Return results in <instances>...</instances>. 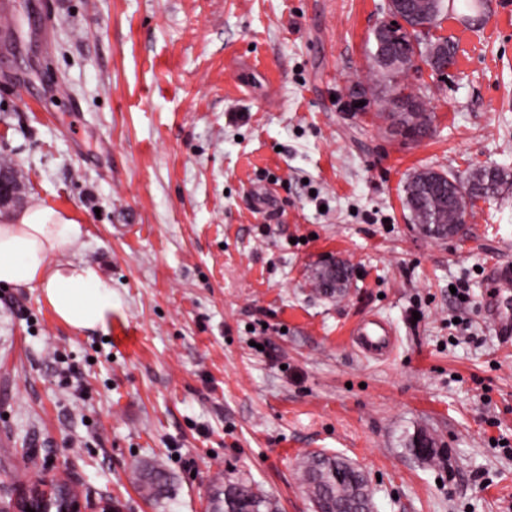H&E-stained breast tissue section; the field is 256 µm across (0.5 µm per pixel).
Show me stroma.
<instances>
[{
  "instance_id": "35a3bbf8",
  "label": "stroma",
  "mask_w": 512,
  "mask_h": 512,
  "mask_svg": "<svg viewBox=\"0 0 512 512\" xmlns=\"http://www.w3.org/2000/svg\"><path fill=\"white\" fill-rule=\"evenodd\" d=\"M383 0H9L0 10V221L42 204L84 224L64 254L112 281L106 330L0 293V471L71 476L119 512H208L247 476L312 512L299 461L367 475L374 512H512V334L483 305L512 264V196L433 241L402 197L421 168H512V0L455 70L424 73L436 132L391 138L343 101ZM343 261L344 298L312 289ZM469 291L467 300L455 289ZM384 320L393 346L351 330ZM431 433L447 457L410 449ZM162 464L164 497L136 472ZM390 334L391 331L385 325L377 322H366L357 326L355 343L365 353L381 354L390 345Z\"/></svg>"
}]
</instances>
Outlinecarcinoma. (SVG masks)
Instances as JSON below:
<instances>
[{
	"mask_svg": "<svg viewBox=\"0 0 512 512\" xmlns=\"http://www.w3.org/2000/svg\"><path fill=\"white\" fill-rule=\"evenodd\" d=\"M450 0H398L400 12L412 25L404 45L393 43L385 34L373 36L369 53L370 67L366 80L356 84L364 96L376 105L374 116L394 133V124L405 130L404 139L419 141L433 132V113L429 111L427 91L419 85L401 82L418 59L436 69L456 57L457 44L452 37H436L417 28L420 21L430 19L433 28L448 18ZM483 5L482 0H461L466 28L472 24ZM404 99L410 111L393 112L396 101ZM512 190V170L501 166L478 165L465 176L447 174L432 168L414 172L404 186V206L411 223L433 240L453 238L463 230L466 219L475 217V202L492 206ZM352 268L344 262L322 267L313 274L315 291L340 298L346 294ZM412 451L432 462L443 455L435 439L418 432L411 440ZM299 471L302 484L312 502L314 512H373V493L363 471L337 454L315 451L305 455ZM167 484L166 473L157 466H145L140 472V487L147 497L159 495ZM210 512H280L278 500L264 492L248 478H226L215 487L210 499Z\"/></svg>",
	"mask_w": 512,
	"mask_h": 512,
	"instance_id": "1",
	"label": "carcinoma"
}]
</instances>
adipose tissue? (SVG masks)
<instances>
[{"mask_svg": "<svg viewBox=\"0 0 512 512\" xmlns=\"http://www.w3.org/2000/svg\"><path fill=\"white\" fill-rule=\"evenodd\" d=\"M83 234L68 212L39 204L0 223V286L41 289L56 319L73 330L105 327L111 280L95 266L63 258Z\"/></svg>", "mask_w": 512, "mask_h": 512, "instance_id": "1", "label": "adipose tissue"}]
</instances>
